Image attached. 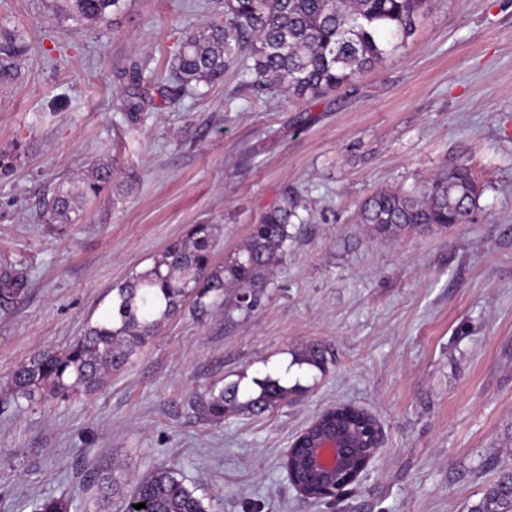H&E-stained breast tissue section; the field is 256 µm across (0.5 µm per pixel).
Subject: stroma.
<instances>
[{
  "label": "stroma",
  "instance_id": "stroma-1",
  "mask_svg": "<svg viewBox=\"0 0 512 512\" xmlns=\"http://www.w3.org/2000/svg\"><path fill=\"white\" fill-rule=\"evenodd\" d=\"M224 0H129L78 26L49 0H0V268L23 304L0 306V394L13 369L77 341L115 289L191 225L215 227V263L282 191L298 200L288 257L257 308H191L96 390L0 413V512L71 498L87 512L96 463L126 486L176 468L213 512H468L512 470V0H425L415 36L359 80L316 98L255 94L234 70L172 102L121 111L135 61L169 69ZM111 163L77 223L39 206ZM467 165L468 221L394 239L358 220L380 188ZM324 370L290 374L270 412L207 420L211 385L273 374L308 342ZM352 404L382 430L377 459L340 502L302 498L284 460L321 411Z\"/></svg>",
  "mask_w": 512,
  "mask_h": 512
}]
</instances>
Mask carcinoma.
Segmentation results:
<instances>
[{"instance_id":"cac0c4a2","label":"carcinoma","mask_w":512,"mask_h":512,"mask_svg":"<svg viewBox=\"0 0 512 512\" xmlns=\"http://www.w3.org/2000/svg\"><path fill=\"white\" fill-rule=\"evenodd\" d=\"M424 0H224V21L189 34L177 49L159 93L178 100L209 86L238 67L248 83L290 97H317L350 84L415 34ZM128 0H57L53 10L76 24L101 21L126 9ZM147 64L132 67L134 91L123 101L131 114L143 110ZM112 185V166L96 163L83 180L59 182L43 206L52 223L73 224ZM479 196L470 169H445L411 189H382L361 207V222L378 238H394L418 228L443 231L467 221ZM297 199L283 191L252 225L244 246L217 265L213 260L214 227L194 224L186 238L168 244L146 270L116 288L107 315L74 344L46 349L22 362L8 382L0 411L11 405L68 398L99 387L120 368L133 349L144 344L189 303L199 315L215 310L229 318L258 306L288 256V227ZM26 295L23 277L0 273V301L18 303ZM295 360L315 368L327 363L325 349L306 343ZM259 391L240 400L239 387L212 386L197 401L201 413L220 422L232 413L261 415L288 398L292 389L267 376ZM97 487L94 512H104L120 494L115 468L92 472ZM144 503L137 510L134 505ZM73 501L42 496L30 512H70ZM212 505L187 487L171 468L141 480L126 499V512H211ZM468 512H512V471L505 470L484 490Z\"/></svg>"}]
</instances>
